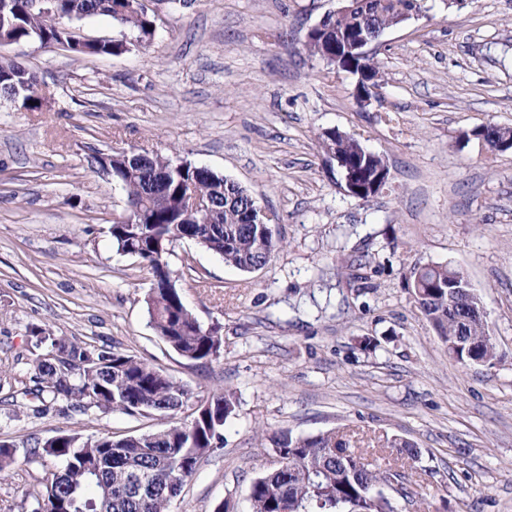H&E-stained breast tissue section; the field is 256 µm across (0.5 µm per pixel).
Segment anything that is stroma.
<instances>
[{
    "mask_svg": "<svg viewBox=\"0 0 512 512\" xmlns=\"http://www.w3.org/2000/svg\"><path fill=\"white\" fill-rule=\"evenodd\" d=\"M386 30L383 78L358 106L354 75L303 46L338 0H148L156 31L138 44L104 16L71 22L112 56L71 57L37 43L0 56L37 74L42 111L0 98V440L19 446L76 432L134 435L165 418L35 414L17 390L33 374L31 331L114 343L193 396L227 390L236 411L170 512H251V480L269 435L333 431L368 461L399 471L398 512H512V150L473 137L512 127V0H421ZM358 138L389 179L362 200L340 185L322 131ZM153 150L246 187L276 219L279 249L247 273L188 241L169 267L224 354L189 361L152 328L151 275L109 232L126 196L99 158ZM462 270L484 302L504 360L450 357L416 308L411 272ZM416 444L411 459L389 448ZM56 461H17L0 478V512H21Z\"/></svg>",
    "mask_w": 512,
    "mask_h": 512,
    "instance_id": "obj_1",
    "label": "stroma"
}]
</instances>
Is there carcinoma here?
<instances>
[{
	"label": "carcinoma",
	"mask_w": 512,
	"mask_h": 512,
	"mask_svg": "<svg viewBox=\"0 0 512 512\" xmlns=\"http://www.w3.org/2000/svg\"><path fill=\"white\" fill-rule=\"evenodd\" d=\"M358 20L371 32L393 26L400 10L419 0H356ZM9 20L0 26V42L38 40L42 45L66 44L75 57L117 55L123 41L70 42L59 20L110 17L147 43L154 21L140 0H53L50 11L32 14L28 0H10ZM357 72L381 82L372 58L354 61ZM37 77L18 63L0 58V94L11 96ZM320 148L349 162L356 156L352 142L319 136ZM114 178L126 193L127 205L138 208L132 224L110 229L117 251L149 267L153 280L145 297L150 324L157 336L191 361L213 360L224 353L221 327H203L183 303L166 255L176 241L189 240L221 256L224 263L251 273L264 267L279 247L271 224H253L248 208L257 204L250 191L218 173L192 163L175 169V162L153 151H119L106 156ZM206 203L196 208L194 201ZM449 265H428L412 272L416 307L448 348V354L468 360L471 351L486 365L502 360L489 327L469 318V296L448 288ZM34 347L47 353L67 352L62 366L37 361L33 385L21 394L40 407L62 403L86 414L120 411L131 416L174 418L192 394L168 374L113 346H92L77 337L34 334ZM236 400L229 391L199 399L193 421L137 435L83 437L63 434L23 449L0 443V474L18 452L26 461L53 458L61 467L41 493L32 495L34 512H169L195 475L200 462L222 442V430L234 415ZM271 451L286 467L267 468L254 478L249 498L252 512H347L354 504L367 512H394L388 497H374L377 488L401 475L364 462L362 453L343 436L281 433L271 437Z\"/></svg>",
	"instance_id": "carcinoma-1"
}]
</instances>
